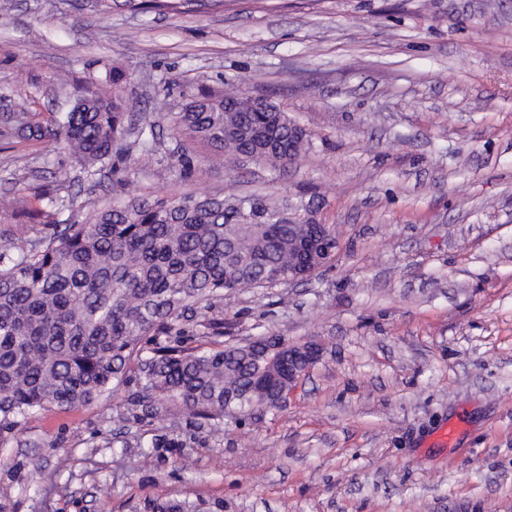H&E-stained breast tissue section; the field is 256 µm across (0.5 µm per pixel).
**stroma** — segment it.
I'll list each match as a JSON object with an SVG mask.
<instances>
[{
	"label": "stroma",
	"mask_w": 512,
	"mask_h": 512,
	"mask_svg": "<svg viewBox=\"0 0 512 512\" xmlns=\"http://www.w3.org/2000/svg\"><path fill=\"white\" fill-rule=\"evenodd\" d=\"M129 77L157 153L88 175L62 137L23 143L77 92ZM277 104L287 168L174 134L187 94ZM52 189L59 208L39 207ZM257 194L332 225L311 281L225 294L186 346L274 335L322 356L286 406L144 415L137 382L51 407L0 447V512H512V0H224L188 14L0 0V237L42 239L133 195ZM224 323L211 336L209 318ZM456 425L451 444L436 431ZM160 437L173 447L157 448Z\"/></svg>",
	"instance_id": "1"
}]
</instances>
